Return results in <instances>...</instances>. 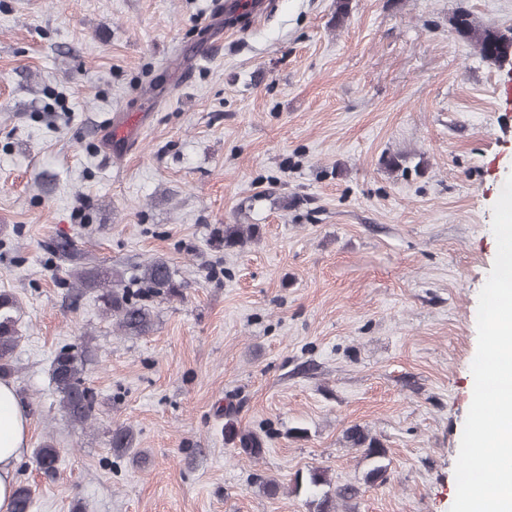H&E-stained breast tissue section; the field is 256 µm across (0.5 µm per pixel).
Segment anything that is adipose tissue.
<instances>
[{
  "instance_id": "ef3b65f1",
  "label": "adipose tissue",
  "mask_w": 512,
  "mask_h": 512,
  "mask_svg": "<svg viewBox=\"0 0 512 512\" xmlns=\"http://www.w3.org/2000/svg\"><path fill=\"white\" fill-rule=\"evenodd\" d=\"M30 426L14 385L0 381V512H12L15 471L27 446Z\"/></svg>"
}]
</instances>
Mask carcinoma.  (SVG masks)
Masks as SVG:
<instances>
[{
	"instance_id": "carcinoma-1",
	"label": "carcinoma",
	"mask_w": 512,
	"mask_h": 512,
	"mask_svg": "<svg viewBox=\"0 0 512 512\" xmlns=\"http://www.w3.org/2000/svg\"><path fill=\"white\" fill-rule=\"evenodd\" d=\"M454 28L459 36L473 43L480 55L494 63L498 62L499 50L506 34L512 30L481 29L473 25L469 15L461 13L455 17ZM255 229L238 224L224 226V247L242 246L253 236ZM83 288H100V301L103 311L117 317L118 326L130 335H142L151 327L152 306L149 301L159 296H177L181 293L182 283L175 278L170 266L163 260H153L144 264L138 273L137 290H131L125 283L123 273L110 268L82 270L75 274ZM20 305L15 296L0 291V374L4 375L10 366L12 356L18 346L20 336L17 332ZM85 354L71 347L57 351L51 364V381L59 397V406L70 418L82 425L94 416L97 398L95 393L85 386ZM225 439L241 448L245 453L257 457L261 454L262 441L237 428L231 419V412H225ZM345 437L351 446L363 448L368 456L375 459V465L367 472L366 480L375 483L386 480L387 468L382 459L385 449L380 440L365 429L355 425L347 429ZM133 432L128 427H119L112 431L111 447L116 450H128L133 447ZM58 450L51 444L38 449L36 461L41 470L48 474L57 472ZM331 485L328 471L314 469L305 477L296 480L295 490L314 497L316 512H335V501H347L356 497L358 488L351 484L339 485L334 492H320L324 486ZM32 506L31 489L20 485L16 488L12 512H30Z\"/></svg>"
}]
</instances>
